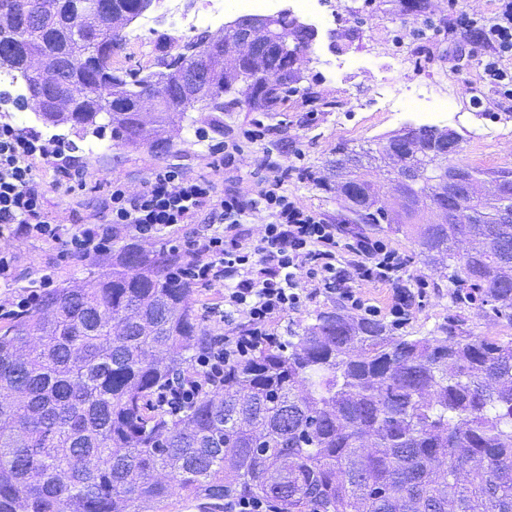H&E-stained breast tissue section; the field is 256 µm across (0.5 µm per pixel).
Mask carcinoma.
<instances>
[{
    "label": "carcinoma",
    "mask_w": 512,
    "mask_h": 512,
    "mask_svg": "<svg viewBox=\"0 0 512 512\" xmlns=\"http://www.w3.org/2000/svg\"><path fill=\"white\" fill-rule=\"evenodd\" d=\"M139 0H92L76 20L69 4L51 23L18 20L0 37V70L22 82V105L53 94L29 72V57H50L68 98L70 130L158 146L157 127L224 112L239 97L266 112L299 91L294 81L257 89L224 64L217 89L193 101L173 95L148 115L140 99L157 69L180 71L206 32L159 56L153 70L105 64L122 29L111 16L138 18ZM274 45L255 69H293L314 36L280 14ZM232 99L224 101V96ZM420 125L413 140L387 138L381 169L423 172L420 192L443 206L441 174L429 169L442 142ZM339 159L310 178L342 195L350 223L413 232L419 256L442 265L472 242L460 270H448L459 306L489 309L512 323V224L496 223L499 203L462 195L455 224H413L418 212L381 203L369 182L335 184ZM180 256L116 244L94 287L76 281L44 295L0 331V512H159L173 487L222 501L262 497L274 512H512V339L475 336L446 324L434 336L397 335L380 319L341 307L288 329L289 339L258 348L224 369V386L169 415L151 396L191 363L209 330L189 302L192 288L173 270Z\"/></svg>",
    "instance_id": "cac0c4a2"
}]
</instances>
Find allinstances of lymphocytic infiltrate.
Here are the masks:
<instances>
[{"instance_id":"1","label":"lymphocytic infiltrate","mask_w":512,"mask_h":512,"mask_svg":"<svg viewBox=\"0 0 512 512\" xmlns=\"http://www.w3.org/2000/svg\"><path fill=\"white\" fill-rule=\"evenodd\" d=\"M495 17L478 24L470 16L462 24L480 26L479 41L486 49L483 73L504 97H512V0H499ZM265 139L260 125L240 129L235 140L225 143L224 153L212 166L215 178L191 176L158 168L150 172L137 191L113 181L103 201L102 219L78 225L62 233L59 222L44 208L36 179L37 166L54 168L67 190L83 188L80 168L60 164L56 142L38 132L0 121V235L34 237L63 244L67 255L84 261L107 253L114 240L153 239L195 223L210 215L215 228L202 239H185L186 271L197 282L224 290V320L236 321L232 335H212L200 347L193 363L174 375L161 404L178 412L203 391L224 384V369L272 343V323L283 313L297 309L298 279L311 292L336 295L349 309L380 316L378 307L366 304L364 286L383 283L392 290L389 313L400 326L412 315L425 276L405 277L404 258L383 240L360 232L345 231L302 206L283 191L288 165L265 160L251 196L234 188L237 158L243 148ZM224 190H217V180ZM260 222V238H250L245 227Z\"/></svg>"}]
</instances>
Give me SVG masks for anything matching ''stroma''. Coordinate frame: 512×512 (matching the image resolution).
Instances as JSON below:
<instances>
[{
  "label": "stroma",
  "mask_w": 512,
  "mask_h": 512,
  "mask_svg": "<svg viewBox=\"0 0 512 512\" xmlns=\"http://www.w3.org/2000/svg\"><path fill=\"white\" fill-rule=\"evenodd\" d=\"M498 0H431L433 29L423 30L422 18L409 10L406 0H323L318 36L304 64L307 86L315 96L294 95L280 111L265 112L240 102L225 113L223 127H215L208 112L195 113L193 126L172 132L171 147L128 146L110 137L77 141L65 148L84 172L83 189L69 192L56 181L51 168L42 167L37 179L45 193L46 209L64 230L91 221L112 180L137 189L153 169L171 165L193 175H211L213 145L253 121L269 129L262 144L246 148L238 161L235 188L249 194L265 153L287 150L293 172L283 189L307 209L335 221L345 211L335 193L316 186L308 177L331 159L338 143L363 150L378 148L394 131L414 124H430L458 132L462 138L460 162L483 170L512 169V101L502 99L482 76L480 52L472 32L462 29L458 16L491 18ZM386 100H379L380 88ZM420 97L417 110L398 117L387 104L398 98ZM450 98L455 113H438L439 100ZM480 125L484 139L470 136V125ZM387 242L405 258L406 276L426 275L428 287L416 311L401 332L427 336L450 317L464 319L477 336L512 338V323L492 313L457 307L449 294L447 273L430 270L418 255L413 238L387 235ZM11 255L14 279L0 286V325L6 322L1 304L20 293L43 296L49 287L71 280L93 281L99 274L94 260L73 262L62 245L36 238L0 236V253ZM52 269L53 282H40L43 269Z\"/></svg>",
  "instance_id": "obj_1"
}]
</instances>
